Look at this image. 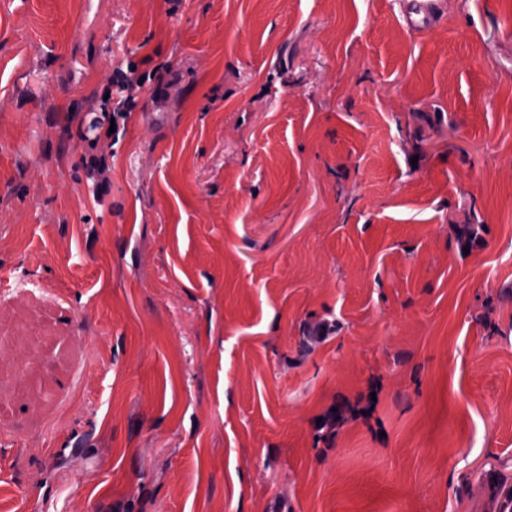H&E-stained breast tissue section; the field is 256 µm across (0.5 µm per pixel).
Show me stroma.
I'll list each match as a JSON object with an SVG mask.
<instances>
[{
    "label": "stroma",
    "mask_w": 512,
    "mask_h": 512,
    "mask_svg": "<svg viewBox=\"0 0 512 512\" xmlns=\"http://www.w3.org/2000/svg\"><path fill=\"white\" fill-rule=\"evenodd\" d=\"M412 7L0 0V512H500L512 0ZM146 82H153V84H155V90L160 92L174 83L172 71L167 66L162 65L155 67L149 73L137 74L135 64H129L126 71L123 69H117L115 71L112 78V85L118 86V92L122 94L121 100L112 108V91L108 90L106 93H109V98L104 100L105 93L99 105L101 111L104 112H109L108 109L111 108V112L105 115L108 122L106 137L108 139L112 138V142L109 146L114 145L119 140L120 133L121 136L123 135L127 119L131 111L135 108L138 94L141 92ZM111 118H114L115 124V132L113 133H109Z\"/></svg>",
    "instance_id": "obj_1"
}]
</instances>
